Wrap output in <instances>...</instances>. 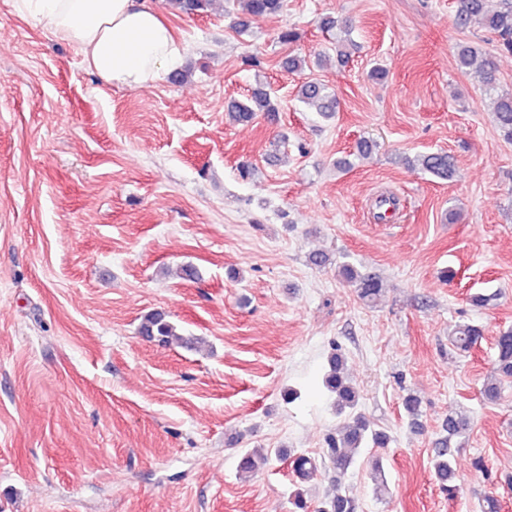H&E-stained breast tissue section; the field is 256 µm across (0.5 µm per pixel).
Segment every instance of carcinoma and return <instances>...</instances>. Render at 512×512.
Listing matches in <instances>:
<instances>
[{
    "instance_id": "obj_1",
    "label": "carcinoma",
    "mask_w": 512,
    "mask_h": 512,
    "mask_svg": "<svg viewBox=\"0 0 512 512\" xmlns=\"http://www.w3.org/2000/svg\"><path fill=\"white\" fill-rule=\"evenodd\" d=\"M170 8L179 14L199 15L207 12L213 0H167ZM239 31L247 30L251 19L273 16L281 12L283 0H235ZM457 20L462 26L476 24L479 28L494 34L498 47L512 52V0H498L497 8L490 9L486 0H458ZM457 66L473 75V78L487 91L496 93L493 105L495 120L503 137L512 140V92L498 88L497 68L489 56H483L472 46H462L456 53ZM297 98L325 120L336 115V97L328 88L318 82H304L299 85ZM279 111L278 105L265 87L254 88L243 102L230 105L229 119L240 125H248L259 114L267 116ZM411 165L441 179H448L455 172V160L446 152H426L411 160ZM337 276L354 287L360 300L367 304L374 303L382 294V281L375 275L362 272L348 262L336 266ZM140 334L168 344L178 338L176 327L162 312H151L143 318ZM482 329L471 323H459L448 337L453 350L468 353L478 344ZM495 356L498 379L488 382L483 387L484 397L495 402L501 397L502 385L512 383V329L499 332L495 340ZM329 371L323 379L324 388L335 397L336 407L341 412L349 413L345 431L339 436L327 439L328 457L339 472L346 471L352 463L351 451L364 445L376 448L387 446L390 437L382 431L371 428L360 414L354 413L359 402V391L349 380L344 371L345 360L339 350H334L328 359ZM470 418L460 412H451L442 423V430L447 436L441 439V447L435 449L433 473L435 479L448 493V499L457 497L458 488L454 484L455 474L451 466L448 440L461 436L470 430ZM294 471L299 478L306 481L315 473L316 466L304 455L292 461ZM358 505L349 495L336 493L320 502L317 512H357Z\"/></svg>"
}]
</instances>
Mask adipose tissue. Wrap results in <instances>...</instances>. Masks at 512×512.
<instances>
[{
    "label": "adipose tissue",
    "instance_id": "obj_1",
    "mask_svg": "<svg viewBox=\"0 0 512 512\" xmlns=\"http://www.w3.org/2000/svg\"><path fill=\"white\" fill-rule=\"evenodd\" d=\"M21 18L78 47L108 84L138 89L181 65L185 50L150 0H14Z\"/></svg>",
    "mask_w": 512,
    "mask_h": 512
}]
</instances>
